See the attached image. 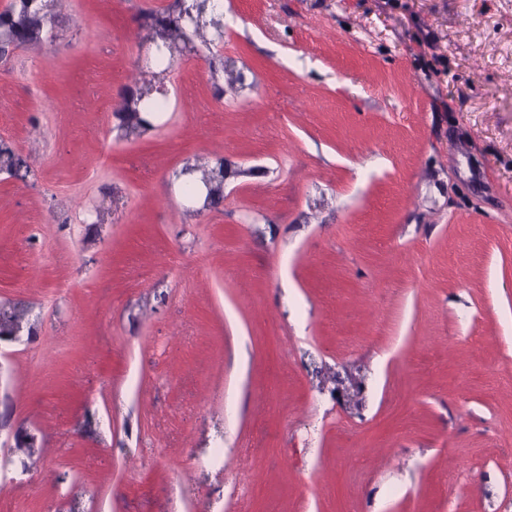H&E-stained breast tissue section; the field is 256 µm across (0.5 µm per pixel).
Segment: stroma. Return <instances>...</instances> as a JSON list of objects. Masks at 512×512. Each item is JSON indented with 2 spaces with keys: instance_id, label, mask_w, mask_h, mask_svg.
Here are the masks:
<instances>
[{
  "instance_id": "stroma-1",
  "label": "stroma",
  "mask_w": 512,
  "mask_h": 512,
  "mask_svg": "<svg viewBox=\"0 0 512 512\" xmlns=\"http://www.w3.org/2000/svg\"><path fill=\"white\" fill-rule=\"evenodd\" d=\"M169 3L46 0L0 57V501L512 512V0H224L127 139Z\"/></svg>"
}]
</instances>
